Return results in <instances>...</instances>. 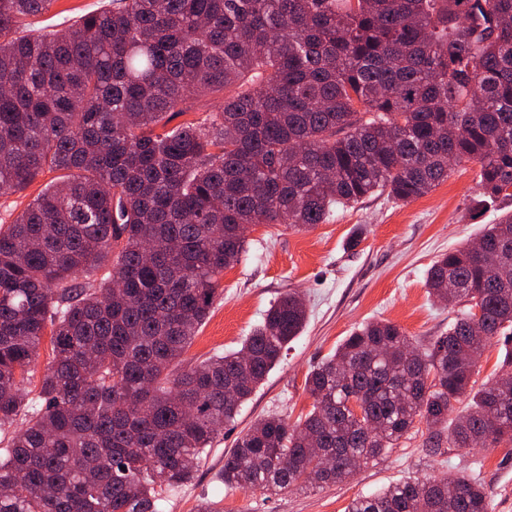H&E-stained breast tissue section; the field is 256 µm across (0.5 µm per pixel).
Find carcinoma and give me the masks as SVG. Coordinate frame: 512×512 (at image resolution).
<instances>
[{
  "label": "carcinoma",
  "mask_w": 512,
  "mask_h": 512,
  "mask_svg": "<svg viewBox=\"0 0 512 512\" xmlns=\"http://www.w3.org/2000/svg\"><path fill=\"white\" fill-rule=\"evenodd\" d=\"M52 2L0 0V189L59 172L0 225V430L24 419L0 512H159L305 325L289 292L239 349L179 367L247 225L311 228L378 190L410 201L462 162L482 197L512 196V0H112L28 29ZM197 93L222 108L168 127ZM450 284L467 310L447 334L355 329L307 374L306 414L237 439L224 485L322 488L417 422L435 455L511 448L512 351L472 377L512 337V215L432 264L429 295ZM347 512H488V494L414 478ZM512 347V343L506 341L494 342L491 347L487 348L481 358L472 381H476L475 389L480 388L484 384L492 381L494 374L498 371L504 356Z\"/></svg>",
  "instance_id": "carcinoma-1"
}]
</instances>
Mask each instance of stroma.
Instances as JSON below:
<instances>
[{
    "mask_svg": "<svg viewBox=\"0 0 512 512\" xmlns=\"http://www.w3.org/2000/svg\"><path fill=\"white\" fill-rule=\"evenodd\" d=\"M108 2L54 0L31 27L38 32L61 29ZM478 172L477 164H461L418 199L402 202L378 193L335 210L328 222L310 229L259 224L247 232L245 251L221 275L222 290L185 361L198 363L238 349L270 306L291 291L302 296L307 322L235 424L203 454L193 480L170 492L160 512H196L203 498L216 503L220 512H346L357 495L425 475L476 478L489 494L490 512H512L511 451L447 447L434 455L424 446L427 430L422 424L351 477L320 489L269 498L259 491L227 489L220 479L225 452L258 419L278 414L293 421L310 409L307 373L355 328L389 321L423 346L447 332L459 307L429 296L428 268L512 211V198L482 201Z\"/></svg>",
    "mask_w": 512,
    "mask_h": 512,
    "instance_id": "obj_1",
    "label": "stroma"
}]
</instances>
